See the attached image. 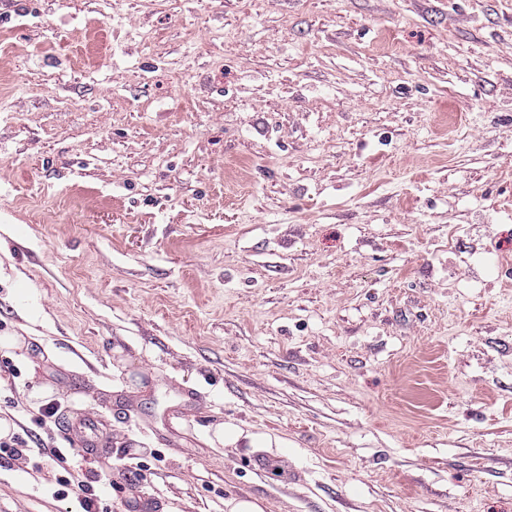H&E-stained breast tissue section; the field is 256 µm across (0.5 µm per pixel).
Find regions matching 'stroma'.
Here are the masks:
<instances>
[{"instance_id":"stroma-1","label":"stroma","mask_w":512,"mask_h":512,"mask_svg":"<svg viewBox=\"0 0 512 512\" xmlns=\"http://www.w3.org/2000/svg\"><path fill=\"white\" fill-rule=\"evenodd\" d=\"M5 334L0 512H512V0H0ZM62 427L71 436L79 439L78 448L93 457L100 459L112 457V449L107 447L104 435L106 422L94 413H84L71 421H62Z\"/></svg>"}]
</instances>
